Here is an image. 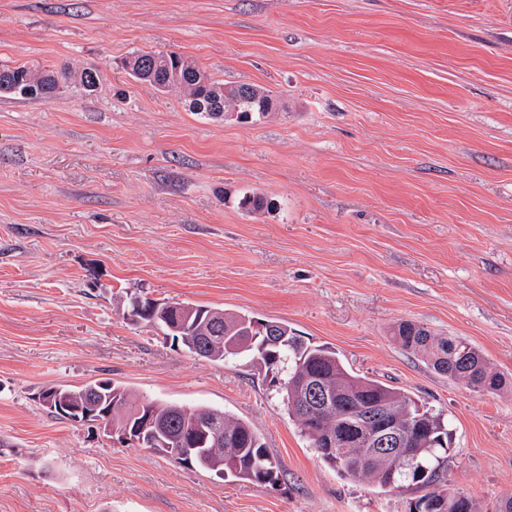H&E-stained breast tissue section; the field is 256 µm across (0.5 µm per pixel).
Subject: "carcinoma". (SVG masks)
Listing matches in <instances>:
<instances>
[{"mask_svg": "<svg viewBox=\"0 0 512 512\" xmlns=\"http://www.w3.org/2000/svg\"><path fill=\"white\" fill-rule=\"evenodd\" d=\"M124 65L133 78L160 91L179 90L189 99L192 111L211 119L219 118L211 102L224 98L226 87H244L249 91L248 100L240 105L241 119L252 114L265 115L262 103L273 99L269 91L248 83L226 85L207 76L206 83L199 85L193 77L201 68L176 53L136 52L125 59ZM60 77L64 79L66 74L24 65H1L0 97L26 99L27 90L34 86L37 98L50 100ZM209 311L205 306L175 303L166 320L154 323L147 316L142 320L164 336L177 339L184 350L201 359L222 362L246 356L251 364L268 370L282 366L288 373L284 382L288 414L312 445L317 439L334 436L342 427L356 422L361 416V406L371 403L388 406L390 419L403 439L400 449L381 455L369 448H337L319 453L321 459L342 475L383 489L411 486L426 489L414 499L409 512H482L479 503L466 493L438 485L441 453L448 451L449 441L448 429L440 415L420 408L409 395L381 381L355 374L336 351L304 344L293 336L286 323L258 321L247 313L226 312L220 329L214 331L206 323ZM185 321L187 333L172 334L171 327ZM392 336L405 351L424 357L437 374L470 390H497L503 385V375L463 337L448 336L408 320L395 326ZM314 382L332 393V402L312 411L305 404L309 385ZM60 391L78 404L91 397L108 398L112 426L118 431L134 428L139 409L148 403L169 437V447L160 452L180 465L218 472L231 481L259 485L276 482L279 472L276 459L253 427L242 419L210 407L141 399L112 382L107 388L95 381L78 390L62 387ZM200 416L217 422L224 441L197 448L187 456L180 448L185 420Z\"/></svg>", "mask_w": 512, "mask_h": 512, "instance_id": "cac0c4a2", "label": "carcinoma"}]
</instances>
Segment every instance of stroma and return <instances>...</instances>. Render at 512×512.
Wrapping results in <instances>:
<instances>
[{"instance_id":"35a3bbf8","label":"stroma","mask_w":512,"mask_h":512,"mask_svg":"<svg viewBox=\"0 0 512 512\" xmlns=\"http://www.w3.org/2000/svg\"><path fill=\"white\" fill-rule=\"evenodd\" d=\"M177 52L278 111L191 112L131 77ZM0 64L81 71L0 97V512H408L326 466L280 383L127 318L132 295L288 324L441 414V480L512 496V384L474 392L395 344L461 336L512 381V0H0ZM250 194L272 208L246 210ZM99 379L249 422L276 484L233 482L58 418ZM39 400H40V403L44 407H47L52 411H55L57 409L58 412H60L63 415H65L62 411L63 409L68 411L71 415H66V417L75 422H83V421L87 420L90 415L88 413V411H85L83 414L84 419L82 420L81 419L82 409L67 408L65 406L67 403L66 400L61 397V394L57 389H52V390H47V391L44 390L40 394Z\"/></svg>"}]
</instances>
